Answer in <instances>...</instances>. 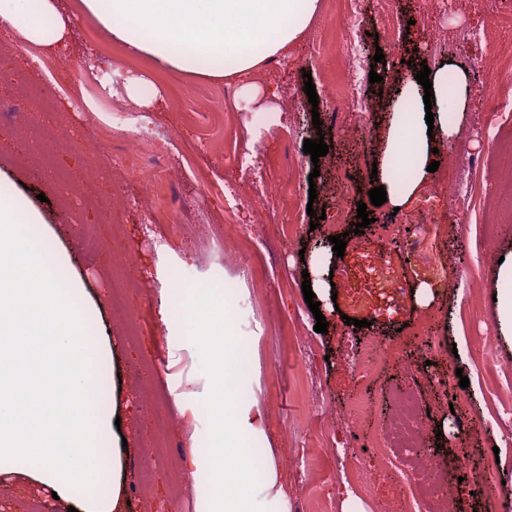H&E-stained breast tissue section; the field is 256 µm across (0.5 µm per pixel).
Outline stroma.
I'll return each instance as SVG.
<instances>
[{"mask_svg": "<svg viewBox=\"0 0 512 512\" xmlns=\"http://www.w3.org/2000/svg\"><path fill=\"white\" fill-rule=\"evenodd\" d=\"M338 0H320V12L293 59L276 67L261 66L251 82L277 87L278 112L267 119L248 110L240 96L225 98L226 82L160 70L144 56L128 53L111 40L79 8L80 0H63L74 17L75 39L62 58L84 59L80 73L64 89L57 111L31 101L29 117L58 127L80 143L77 151L56 154L54 162L73 183L95 181L103 201L118 200L120 224L99 223L94 211L58 202L59 187L51 173L32 169L21 159L32 148L20 123L0 119V188L21 195L41 212L59 249L69 252L73 272L86 298L101 314V332L111 349L113 402L120 418L123 512H196V483L179 481L184 424L195 435L211 436L207 415L188 418L180 403L209 395L213 374L200 364L205 352L194 341L161 323L159 292L183 283L224 282L235 290L232 312L236 334L252 350L250 387L263 410L264 430L279 485L289 512H420L402 472L415 451L379 449L362 452L361 439L380 428L393 408L391 391L409 390L430 412L428 429L436 434L439 465L455 482L450 493L458 512H505V502L485 495L487 477L512 487V447L504 445L500 419L512 403L498 402L493 392L499 374L512 371V342L499 332L495 296L504 288L497 277L498 260L512 253V126L498 128L487 111L496 95L492 68H480L489 45L512 46V0H499L498 16L488 13L487 0H393V10L411 26L391 33L376 0H359L368 37L360 46L365 62L375 53L392 60L433 67L453 63L469 75L466 111L454 120L459 130L447 140L426 193L410 209L392 212L373 207L367 228L344 223L343 256L315 248L326 238L325 227H311L310 211L336 212V192L323 191L324 181L354 185L355 200H368L373 164L387 160L382 108L368 119L344 109L313 112L304 87L311 74L317 94L344 83L347 67L339 51ZM24 46L8 31L0 32V78L25 74L41 86L42 69L29 66ZM141 74L164 95L155 109L137 107L126 96L125 77ZM120 123L127 131L155 130L166 137L165 161L177 183L155 182L145 191L138 158L129 153L101 159L90 171L88 158L97 152L99 129L90 121ZM367 121L368 134L358 124ZM323 137L330 150L319 162L304 154L303 142ZM466 140L478 161L473 173L477 190L456 208L448 206V188L457 180L448 156L456 140ZM301 167L283 181L278 160L284 152ZM319 178H312V171ZM281 182L279 195L267 197L256 213L253 183ZM319 185L310 199V185ZM171 205L168 221L155 222L153 205ZM431 205L445 213L442 224H416L392 236L390 225L406 223L411 209ZM474 225L471 233L460 232ZM493 236L484 248L479 228ZM104 242L118 240L130 258L128 272L140 287L128 289L120 306L112 304L116 260L103 250L89 260L82 249L86 231ZM421 235L432 249L412 256L409 235ZM225 239V249L216 240ZM258 272L243 273V259ZM441 263L448 279H432L427 268ZM326 282L320 310L328 330H314L316 320L304 300L303 279ZM138 315L141 328L130 334L125 311ZM420 316L431 320L428 333L416 329ZM359 326L347 325V318ZM399 345L374 375L354 370L350 360L369 341ZM469 387H460L461 377ZM367 404L362 416L350 411L355 399ZM158 446L160 462L146 493H138L139 465L147 446ZM465 453L466 472H457L454 458ZM373 472L367 492L346 498L355 458ZM69 502L54 499L52 490L18 474H0V512H68Z\"/></svg>", "mask_w": 512, "mask_h": 512, "instance_id": "obj_1", "label": "stroma"}]
</instances>
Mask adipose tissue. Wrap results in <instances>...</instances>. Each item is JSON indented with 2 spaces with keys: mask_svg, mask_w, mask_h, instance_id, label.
Returning <instances> with one entry per match:
<instances>
[{
  "mask_svg": "<svg viewBox=\"0 0 512 512\" xmlns=\"http://www.w3.org/2000/svg\"><path fill=\"white\" fill-rule=\"evenodd\" d=\"M320 0H81L114 41L132 54L147 55L160 67L192 72L206 62V78L239 82L240 92L256 111H269L266 96L249 83V76L268 59L295 56L316 18ZM8 26L23 41L52 54L72 41L74 28L59 0H0V26ZM434 99L425 103L424 88L411 81L405 87L411 111L396 110L387 130L390 158H403L413 168L404 182L381 172L387 201L406 207L428 184L427 167L433 150L452 137L449 111H465L468 76L453 65L432 69ZM433 122H426V113ZM233 294L224 284L183 285L166 290L161 305L165 324L177 325L209 350L217 387L224 402L204 401L189 407L191 416L212 419V437L219 447L191 436L184 456L197 480L198 512H250L247 489L263 484L273 490L272 512H287L271 448L266 445L263 415L252 393L240 383L243 351L231 338Z\"/></svg>",
  "mask_w": 512,
  "mask_h": 512,
  "instance_id": "1",
  "label": "adipose tissue"
}]
</instances>
